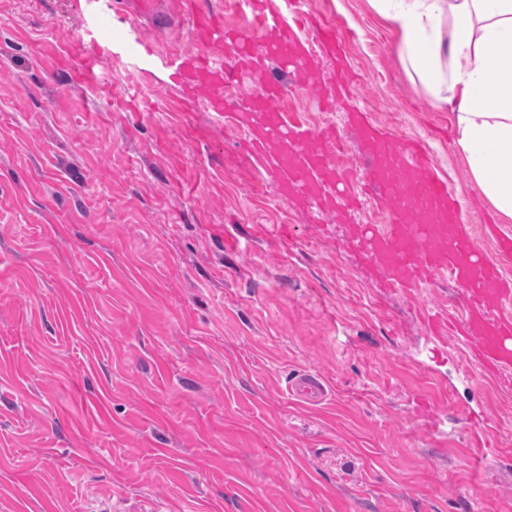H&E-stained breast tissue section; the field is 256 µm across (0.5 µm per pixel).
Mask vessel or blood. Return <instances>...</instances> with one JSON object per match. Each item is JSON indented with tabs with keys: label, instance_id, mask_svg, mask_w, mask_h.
I'll list each match as a JSON object with an SVG mask.
<instances>
[{
	"label": "vessel or blood",
	"instance_id": "b4317fda",
	"mask_svg": "<svg viewBox=\"0 0 512 512\" xmlns=\"http://www.w3.org/2000/svg\"><path fill=\"white\" fill-rule=\"evenodd\" d=\"M181 2L197 36L217 44L225 61L216 71L196 55H187L192 79L206 85L212 111L236 112L250 128L248 153L267 166L281 191L320 206L347 207L359 197L391 204L390 223L347 227L349 236L362 245L374 276L385 287L409 293L432 281L450 280L467 314L460 318L442 306L423 307L430 334L438 340L453 336L474 341V357L486 371L511 366L512 318L495 315L494 310L512 302V280L504 278L474 242L470 226L459 223L458 202L425 148L384 134L368 122L364 107L352 108L348 122L360 128L374 158L359 179L331 161V149L340 144L335 129L287 123L280 113L266 109L267 97L281 89L278 81H264L244 109L225 100L224 83L234 73L256 71L263 60H273L286 75L314 63V47L338 57L335 30L327 25L307 28L304 0H244L242 21L232 32L205 0ZM121 3L131 14L165 20L161 0ZM291 390L312 401L325 394L320 378L309 372L296 375Z\"/></svg>",
	"mask_w": 512,
	"mask_h": 512
}]
</instances>
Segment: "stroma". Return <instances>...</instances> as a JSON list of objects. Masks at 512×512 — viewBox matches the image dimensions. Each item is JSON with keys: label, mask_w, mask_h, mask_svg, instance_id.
<instances>
[{"label": "stroma", "mask_w": 512, "mask_h": 512, "mask_svg": "<svg viewBox=\"0 0 512 512\" xmlns=\"http://www.w3.org/2000/svg\"><path fill=\"white\" fill-rule=\"evenodd\" d=\"M305 8L512 278L393 27L368 0ZM187 51L219 57L117 0H0V512H512V371L418 315L463 300L380 287L343 225L387 207L342 221L254 184L246 129L188 98ZM335 85L326 57L286 81L361 156L351 102H319ZM304 370L324 402L287 392Z\"/></svg>", "instance_id": "obj_1"}]
</instances>
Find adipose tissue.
<instances>
[{
    "instance_id": "obj_1",
    "label": "adipose tissue",
    "mask_w": 512,
    "mask_h": 512,
    "mask_svg": "<svg viewBox=\"0 0 512 512\" xmlns=\"http://www.w3.org/2000/svg\"><path fill=\"white\" fill-rule=\"evenodd\" d=\"M369 3L395 28L410 80L448 112L471 177L511 219L512 0Z\"/></svg>"
}]
</instances>
